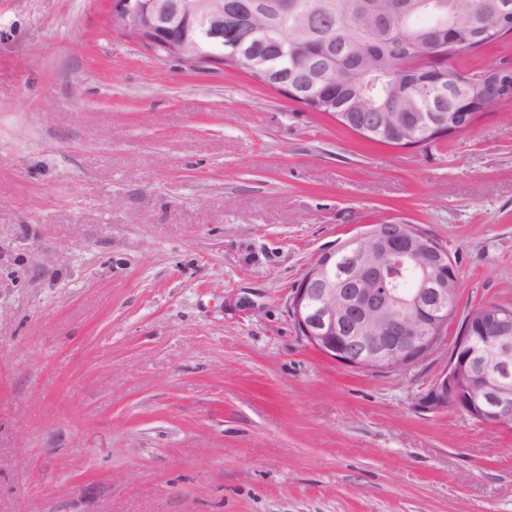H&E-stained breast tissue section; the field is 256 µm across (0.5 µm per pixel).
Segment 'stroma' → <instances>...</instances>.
Instances as JSON below:
<instances>
[{"mask_svg":"<svg viewBox=\"0 0 512 512\" xmlns=\"http://www.w3.org/2000/svg\"><path fill=\"white\" fill-rule=\"evenodd\" d=\"M382 223L447 250V341L512 307V103L372 143L110 0H0V512H512V427L417 405L447 349L369 374L288 314Z\"/></svg>","mask_w":512,"mask_h":512,"instance_id":"35a3bbf8","label":"stroma"}]
</instances>
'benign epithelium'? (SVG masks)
Here are the masks:
<instances>
[{
    "instance_id": "1",
    "label": "benign epithelium",
    "mask_w": 512,
    "mask_h": 512,
    "mask_svg": "<svg viewBox=\"0 0 512 512\" xmlns=\"http://www.w3.org/2000/svg\"><path fill=\"white\" fill-rule=\"evenodd\" d=\"M192 20L190 31L177 40L163 36L171 11ZM491 22L477 29L473 17H454L452 26L491 31L512 30V0L489 3ZM111 19L128 36L143 41L163 56L198 64L232 60L244 65L265 85L277 86L300 100L306 91L331 83L336 61L317 65L304 46L288 39L287 27L277 42L288 57V73L277 74L265 55H251L235 48L224 50V2L222 0H111ZM444 21L438 36L427 41L410 38L403 49L406 65L420 70L433 57H453L454 41L445 37ZM494 75L485 101L468 108L469 89L477 82L472 74L448 70L435 79L412 86L408 112L387 113L374 125L384 138L414 143L447 131V112H479L512 102V66L484 69ZM340 252L350 253L355 263L344 282L336 278L331 251L319 252L303 278L292 289L288 312L300 334L315 349L350 368L364 372H398L423 360L445 343L449 287L456 276L448 268V251L437 241L412 231L405 224H376L350 239ZM421 271V280L409 295L398 297L385 287L386 264L405 259ZM480 337L463 336L451 345L448 363L419 396L418 406L427 412L453 408L472 418L505 426L512 424V386L502 374L512 371V320L491 312L475 323ZM483 342L475 352L472 342Z\"/></svg>"
}]
</instances>
